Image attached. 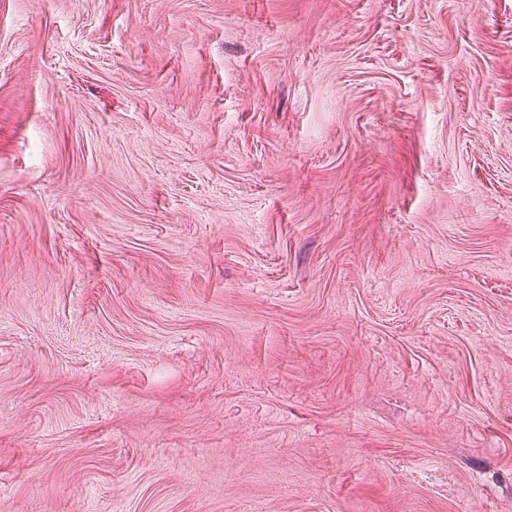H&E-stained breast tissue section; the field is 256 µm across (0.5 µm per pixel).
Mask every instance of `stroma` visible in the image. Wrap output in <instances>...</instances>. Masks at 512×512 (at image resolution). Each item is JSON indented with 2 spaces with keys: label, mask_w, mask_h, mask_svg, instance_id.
<instances>
[{
  "label": "stroma",
  "mask_w": 512,
  "mask_h": 512,
  "mask_svg": "<svg viewBox=\"0 0 512 512\" xmlns=\"http://www.w3.org/2000/svg\"><path fill=\"white\" fill-rule=\"evenodd\" d=\"M0 512H512V0H0Z\"/></svg>",
  "instance_id": "stroma-1"
}]
</instances>
